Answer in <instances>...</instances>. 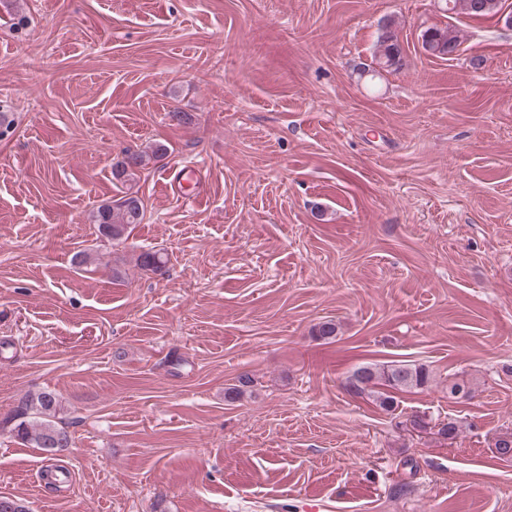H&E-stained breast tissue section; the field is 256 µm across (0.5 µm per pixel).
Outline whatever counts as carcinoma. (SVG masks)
Instances as JSON below:
<instances>
[{"mask_svg": "<svg viewBox=\"0 0 512 512\" xmlns=\"http://www.w3.org/2000/svg\"><path fill=\"white\" fill-rule=\"evenodd\" d=\"M499 0H446V11L452 15L479 18L498 12ZM461 44L459 31L448 24L443 27L426 29L422 34V47L432 56L443 57ZM403 47L390 24L383 26L377 51L375 67L371 77L384 71L396 70L401 66ZM166 155L162 145L150 151L128 149L121 160L112 165V178L121 185L135 181L138 174L149 164ZM143 208L135 193L125 195L97 207L91 215L99 235L109 241L127 238L132 226L141 223ZM137 265L144 271L163 273L166 267L164 256L155 251H142L136 258ZM432 380L428 368L416 364H365L358 366L347 378L346 389L357 396H367L379 407L389 411L394 407V393L411 389H423ZM59 411V399L52 392H43L33 398L25 396L19 402L13 419L14 432L22 439L33 442L41 449L66 448L71 442L68 432L53 421Z\"/></svg>", "mask_w": 512, "mask_h": 512, "instance_id": "cac0c4a2", "label": "carcinoma"}]
</instances>
